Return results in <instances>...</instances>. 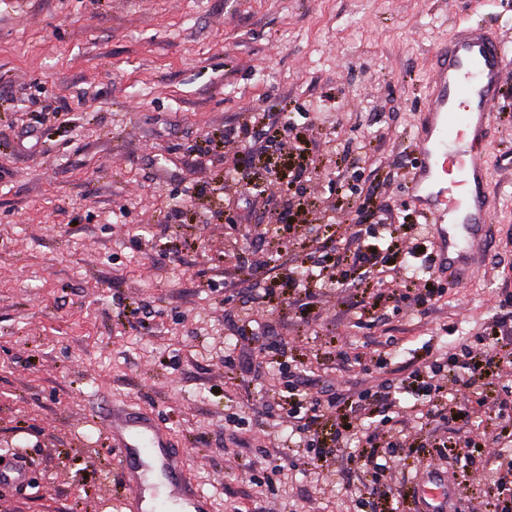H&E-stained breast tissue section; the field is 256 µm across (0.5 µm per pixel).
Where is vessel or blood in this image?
Instances as JSON below:
<instances>
[{
	"label": "vessel or blood",
	"instance_id": "1",
	"mask_svg": "<svg viewBox=\"0 0 512 512\" xmlns=\"http://www.w3.org/2000/svg\"><path fill=\"white\" fill-rule=\"evenodd\" d=\"M506 57L497 39L480 25L458 26L433 67L427 104L416 135L411 171L413 198L436 224L441 272L472 275L484 242L488 211L486 129L499 95ZM465 205L460 223L449 211ZM127 489L119 512H161L149 481L157 473L179 512H212L210 498L191 478L170 434L146 411L111 406L102 416ZM28 471L15 456L0 459V486L27 483ZM453 489L434 481L423 491L426 512H448Z\"/></svg>",
	"mask_w": 512,
	"mask_h": 512
}]
</instances>
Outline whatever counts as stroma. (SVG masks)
<instances>
[{"mask_svg": "<svg viewBox=\"0 0 512 512\" xmlns=\"http://www.w3.org/2000/svg\"><path fill=\"white\" fill-rule=\"evenodd\" d=\"M464 22L497 30L512 58V0H0V451L30 472L0 487V512H118L109 399L156 414L214 512H354L357 443L309 463L287 370L320 397L327 441L337 401L396 398L370 421L394 451L373 499L412 512L458 426L415 418L410 375L463 345L484 360L483 331L512 312V68L487 131L477 276L435 306L370 314V281L326 277L338 226L360 228L359 181L400 227L389 263L413 253L412 296L433 288V229L407 185L432 62ZM284 99L297 135L237 137L246 112ZM232 160L257 199L225 177ZM306 269L323 276L312 293L283 288ZM341 350L387 366L354 372ZM502 456L505 439L473 449L461 512H487Z\"/></svg>", "mask_w": 512, "mask_h": 512, "instance_id": "stroma-1", "label": "stroma"}]
</instances>
